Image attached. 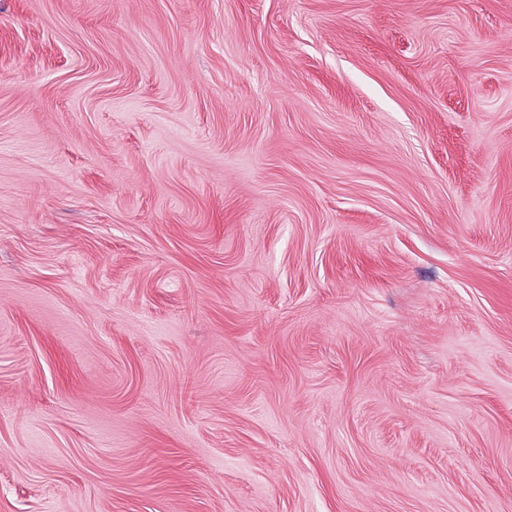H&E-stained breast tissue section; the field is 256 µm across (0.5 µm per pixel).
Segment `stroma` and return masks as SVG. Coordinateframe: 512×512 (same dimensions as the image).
<instances>
[{
	"label": "stroma",
	"instance_id": "35a3bbf8",
	"mask_svg": "<svg viewBox=\"0 0 512 512\" xmlns=\"http://www.w3.org/2000/svg\"><path fill=\"white\" fill-rule=\"evenodd\" d=\"M0 512H512V0H0Z\"/></svg>",
	"mask_w": 512,
	"mask_h": 512
}]
</instances>
